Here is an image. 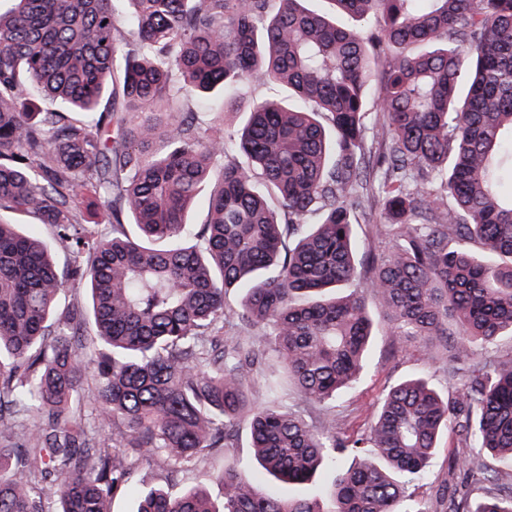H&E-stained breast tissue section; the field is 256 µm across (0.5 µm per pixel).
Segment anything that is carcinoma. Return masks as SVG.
Wrapping results in <instances>:
<instances>
[{
    "label": "carcinoma",
    "mask_w": 512,
    "mask_h": 512,
    "mask_svg": "<svg viewBox=\"0 0 512 512\" xmlns=\"http://www.w3.org/2000/svg\"><path fill=\"white\" fill-rule=\"evenodd\" d=\"M113 2L0 13V212L53 230L0 219V512H111L142 461L227 459L243 423L273 491L227 461L221 499L157 486L136 512H408L449 428L461 485L483 489L449 512H512L484 463L512 466V356L493 353L512 335V0H126L121 18ZM250 82L288 96L252 103L236 136L191 109L235 114ZM84 197L106 223L82 222ZM373 202L392 246L359 258L353 218ZM352 284L393 335L448 350L454 401L417 372L365 431L336 430L324 408L374 336L358 290L336 293ZM67 286L89 291L93 332L82 306L58 311ZM90 361L110 450L75 403ZM289 386L293 408L274 400Z\"/></svg>",
    "instance_id": "1"
}]
</instances>
